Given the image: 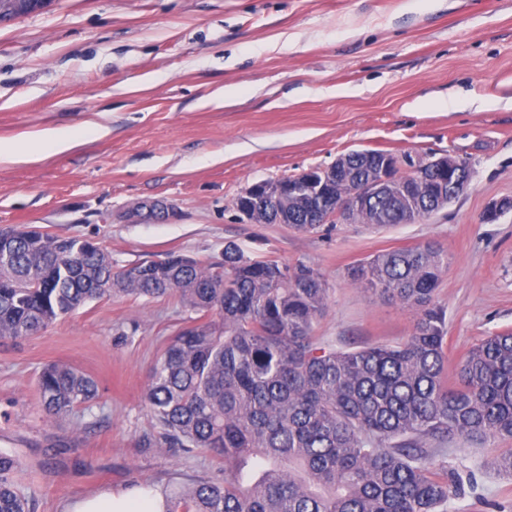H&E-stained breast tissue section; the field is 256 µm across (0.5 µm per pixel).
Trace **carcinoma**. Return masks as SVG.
Returning <instances> with one entry per match:
<instances>
[{
	"instance_id": "1",
	"label": "carcinoma",
	"mask_w": 512,
	"mask_h": 512,
	"mask_svg": "<svg viewBox=\"0 0 512 512\" xmlns=\"http://www.w3.org/2000/svg\"><path fill=\"white\" fill-rule=\"evenodd\" d=\"M438 246L379 254L352 269L364 288L417 311L411 336L340 351L313 334L319 272L224 251L202 265L171 253L122 269L101 246L27 225L0 234V338H30L120 293L178 295L196 314L152 370L146 406L161 448L224 457V481L175 483L166 512H448L474 470L433 471L448 442L512 440V331L470 349L448 382L447 324L435 291ZM44 411L89 410L98 386L63 363L38 377ZM0 453V512H31Z\"/></svg>"
}]
</instances>
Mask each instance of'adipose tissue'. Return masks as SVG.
Here are the masks:
<instances>
[{"instance_id": "1", "label": "adipose tissue", "mask_w": 512, "mask_h": 512, "mask_svg": "<svg viewBox=\"0 0 512 512\" xmlns=\"http://www.w3.org/2000/svg\"><path fill=\"white\" fill-rule=\"evenodd\" d=\"M62 512H166V503L160 489L150 485L104 488L83 498L66 500Z\"/></svg>"}]
</instances>
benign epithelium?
<instances>
[{
  "instance_id": "1",
  "label": "benign epithelium",
  "mask_w": 512,
  "mask_h": 512,
  "mask_svg": "<svg viewBox=\"0 0 512 512\" xmlns=\"http://www.w3.org/2000/svg\"><path fill=\"white\" fill-rule=\"evenodd\" d=\"M48 7V0H0V23L17 16L40 12ZM365 161L366 174L346 196V203L326 211H314L313 201L330 197L329 190L346 182L353 163ZM403 158L391 154L372 156L366 150L349 152L327 166L310 168L290 180L259 181L247 187L236 198L235 209L241 220L248 223H288V215L306 212L316 216L320 223L385 224L386 213L373 207L380 198L395 201L410 221L415 222L427 214L424 203L433 201L434 212L448 205L469 187L472 177L470 163L457 157L430 156L428 161L408 172H401ZM448 174V185L440 187L438 197L425 188L423 172ZM175 214V207L164 201L139 202L130 207L127 217L131 221L164 219Z\"/></svg>"
}]
</instances>
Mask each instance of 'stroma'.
<instances>
[{
	"mask_svg": "<svg viewBox=\"0 0 512 512\" xmlns=\"http://www.w3.org/2000/svg\"><path fill=\"white\" fill-rule=\"evenodd\" d=\"M74 145L0 161V228L26 224L90 238L124 267L181 254L205 264L226 248L251 260L315 268L327 305L315 336L338 348L393 345L412 309L355 282L375 255L427 242L448 255L435 300L448 359L512 329V0H52L0 26V139ZM470 162L468 189L430 218L304 233L247 224L237 196L262 180L325 166L354 150ZM177 207L132 222L143 200ZM189 313L174 296L88 302L40 335L0 339V452L33 512L69 497L205 476L224 460L161 448L144 394L150 370ZM63 362L94 377L91 410L48 418L37 377ZM512 443L456 439L447 463L473 468L474 489L448 512H512L495 459Z\"/></svg>",
	"mask_w": 512,
	"mask_h": 512,
	"instance_id": "stroma-1",
	"label": "stroma"
}]
</instances>
